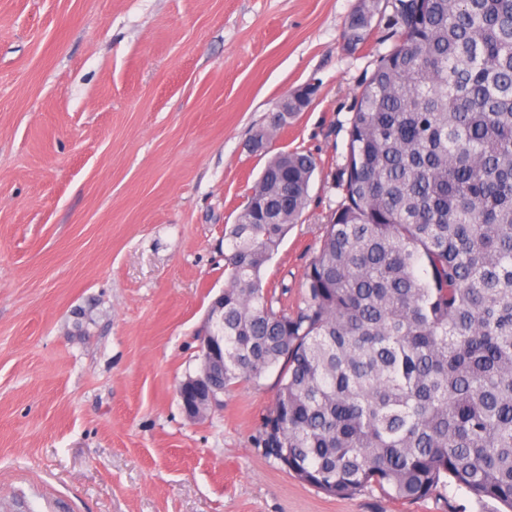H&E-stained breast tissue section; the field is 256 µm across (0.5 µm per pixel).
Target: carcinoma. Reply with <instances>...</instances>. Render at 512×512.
<instances>
[{
    "label": "carcinoma",
    "mask_w": 512,
    "mask_h": 512,
    "mask_svg": "<svg viewBox=\"0 0 512 512\" xmlns=\"http://www.w3.org/2000/svg\"><path fill=\"white\" fill-rule=\"evenodd\" d=\"M397 2L295 303L262 271L315 159L269 158L224 229V391L277 371L256 444L328 496L421 500L445 476L512 512V0ZM379 4L357 0L348 50ZM315 94L276 106L253 137L261 154Z\"/></svg>",
    "instance_id": "cac0c4a2"
}]
</instances>
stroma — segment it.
Here are the masks:
<instances>
[{"label": "stroma", "mask_w": 512, "mask_h": 512, "mask_svg": "<svg viewBox=\"0 0 512 512\" xmlns=\"http://www.w3.org/2000/svg\"><path fill=\"white\" fill-rule=\"evenodd\" d=\"M355 4L0 0V512H498L451 482L403 503L301 482L255 444L274 376L200 422L176 394L266 164L246 143L310 83L272 144L315 157L308 205L263 271L299 297L394 43L381 0L348 52Z\"/></svg>", "instance_id": "obj_1"}]
</instances>
